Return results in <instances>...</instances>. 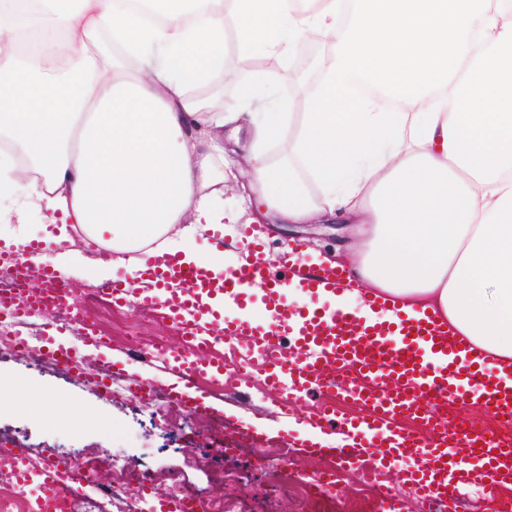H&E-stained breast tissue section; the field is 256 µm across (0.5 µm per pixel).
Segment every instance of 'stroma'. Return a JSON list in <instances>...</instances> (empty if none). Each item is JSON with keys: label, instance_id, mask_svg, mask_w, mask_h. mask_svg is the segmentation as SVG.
Returning <instances> with one entry per match:
<instances>
[{"label": "stroma", "instance_id": "35a3bbf8", "mask_svg": "<svg viewBox=\"0 0 512 512\" xmlns=\"http://www.w3.org/2000/svg\"><path fill=\"white\" fill-rule=\"evenodd\" d=\"M329 52L323 39L302 59L296 46L284 48L278 58L280 98L286 101L301 93L311 94L323 76ZM256 76V71L229 62L201 94L212 111H233L238 107L237 85ZM224 210L240 216L238 224L226 227L225 250L240 253L242 242L259 229L266 240L261 257L277 265L293 246L312 254H327L351 250L359 240L358 225L353 221L316 224L306 231L285 224L268 229L270 217L263 204L236 184L225 187ZM94 322L97 334L112 335V354L122 358L129 371L149 374L154 385L167 384V377L150 368L146 355H133L122 342L125 333L136 325L150 336L170 335L169 325L156 312L101 307L94 311ZM0 378L10 384L5 401L18 406L16 412L0 415V437L41 449L54 458L118 454L132 471L158 473L153 483L157 497L169 496L170 485L162 475L170 471L179 474L186 486L203 489L206 498L223 496L231 512H381L375 490L352 476L344 477L327 495L308 497L306 485L321 466V459L274 445L265 454L275 457V469L256 465L253 450L257 441L252 431L263 426L269 435L278 434V399L267 395L262 384L251 383L248 375L225 381L219 391L207 384L200 386V393L221 403L224 412L208 425L197 427L186 419L184 411L166 413L144 402L109 397L104 389L77 381L49 364L35 367L1 356ZM53 402L82 413L84 425L70 430L55 427V413L49 408ZM230 440L238 446L236 455L222 461L212 456V449ZM273 480L288 485V492H271L269 483Z\"/></svg>", "mask_w": 512, "mask_h": 512}]
</instances>
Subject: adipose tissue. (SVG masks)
Here are the masks:
<instances>
[{
  "instance_id": "ef3b65f1",
  "label": "adipose tissue",
  "mask_w": 512,
  "mask_h": 512,
  "mask_svg": "<svg viewBox=\"0 0 512 512\" xmlns=\"http://www.w3.org/2000/svg\"><path fill=\"white\" fill-rule=\"evenodd\" d=\"M119 2L28 0L21 27L16 0H0V200L19 218L1 238L24 251L31 221L58 214L48 240L62 277L138 270L145 247L221 273L223 253L195 241L224 222V133L244 129L243 187L276 220L361 226L352 286L324 302L352 309L367 288L432 312L471 361L512 372V0H232L227 14L152 0V24ZM310 31L333 57L307 111L265 108L271 71L238 85L235 112L198 95L227 38L275 56ZM103 38L135 72L98 52ZM63 56L78 73L57 68ZM293 121L291 162H270ZM77 228L115 263L71 249Z\"/></svg>"
}]
</instances>
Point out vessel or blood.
I'll list each match as a JSON object with an SVG mask.
<instances>
[{"mask_svg": "<svg viewBox=\"0 0 512 512\" xmlns=\"http://www.w3.org/2000/svg\"><path fill=\"white\" fill-rule=\"evenodd\" d=\"M145 266L151 287L113 282L112 302L152 309L175 328L179 350L152 358L171 377L163 390L166 402L189 413L205 410L204 400L192 395L199 375L224 373L223 360L207 352L215 339L235 341L250 354L245 372L261 373L265 386L280 395L281 417H289L294 402L313 391L365 405V413L346 420L333 406L315 417L313 428L341 426L343 437L335 446L311 440L300 445L305 454L335 459L328 486L351 470L364 480L376 479L377 467L362 463L371 448L380 449L388 463L416 460L408 481L419 501L438 506L456 503L463 484L512 481L511 439L490 434L477 419L448 420L449 405L473 401L512 428V381L462 359V342L449 341L434 315L409 318L376 296L363 302L372 312L368 318L329 308L320 297L342 293L347 271H276L256 258L251 244L235 267L217 275L184 266L174 256L149 257ZM256 286L263 292L265 322L225 320V303L249 307ZM99 372L122 378L132 394L156 391L149 378L126 373L110 357H103ZM14 475L31 489L33 512H67L84 487L78 465L35 469L21 452L14 455Z\"/></svg>", "mask_w": 512, "mask_h": 512, "instance_id": "b4317fda", "label": "vessel or blood"}]
</instances>
